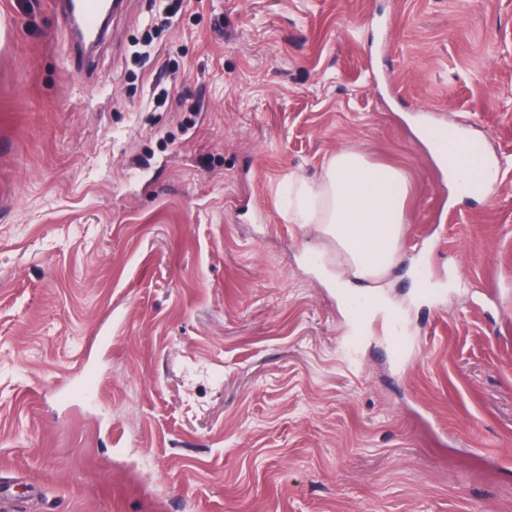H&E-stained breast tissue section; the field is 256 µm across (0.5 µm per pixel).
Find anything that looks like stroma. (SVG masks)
Listing matches in <instances>:
<instances>
[{"label": "stroma", "instance_id": "stroma-1", "mask_svg": "<svg viewBox=\"0 0 512 512\" xmlns=\"http://www.w3.org/2000/svg\"><path fill=\"white\" fill-rule=\"evenodd\" d=\"M340 150L407 175L352 352L281 214ZM0 505L512 512V0H122L90 68L60 0H0ZM428 136L441 149L444 167L452 168L456 164V146L459 143L462 133L455 127H436L433 128ZM470 161L474 171L469 179L462 182L458 187L462 191H473L481 196L495 195L499 189L500 181L493 173L489 172L484 178L480 173L482 165L481 152L470 141L468 145Z\"/></svg>", "mask_w": 512, "mask_h": 512}]
</instances>
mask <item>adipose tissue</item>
I'll use <instances>...</instances> for the list:
<instances>
[{
	"label": "adipose tissue",
	"instance_id": "obj_1",
	"mask_svg": "<svg viewBox=\"0 0 512 512\" xmlns=\"http://www.w3.org/2000/svg\"><path fill=\"white\" fill-rule=\"evenodd\" d=\"M405 198L401 169L341 150L325 161L319 179L289 175L288 221L316 225L342 256L341 273L368 281L366 295L377 299L385 269L401 248Z\"/></svg>",
	"mask_w": 512,
	"mask_h": 512
}]
</instances>
